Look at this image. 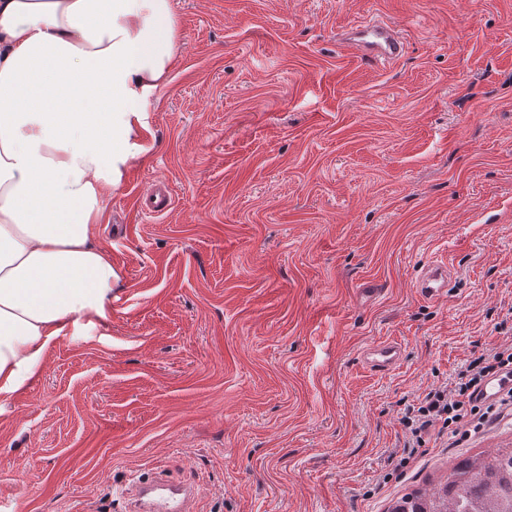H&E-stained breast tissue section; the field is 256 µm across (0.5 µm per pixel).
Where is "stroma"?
Returning a JSON list of instances; mask_svg holds the SVG:
<instances>
[{"label":"stroma","mask_w":512,"mask_h":512,"mask_svg":"<svg viewBox=\"0 0 512 512\" xmlns=\"http://www.w3.org/2000/svg\"><path fill=\"white\" fill-rule=\"evenodd\" d=\"M180 47L94 240L110 320L0 405V512H387L512 418L399 467L400 419L512 345V0H173ZM385 17L396 63L337 30ZM168 186L157 216L139 200ZM447 259L454 284L413 283ZM382 290L361 300L360 282ZM401 343L376 373L360 354ZM452 273L446 261H436L426 266L414 283L417 293L424 299L432 300L445 294ZM140 498L147 497L145 510L152 512H189L188 499L191 493L186 485H172L162 479L136 486Z\"/></svg>","instance_id":"35a3bbf8"}]
</instances>
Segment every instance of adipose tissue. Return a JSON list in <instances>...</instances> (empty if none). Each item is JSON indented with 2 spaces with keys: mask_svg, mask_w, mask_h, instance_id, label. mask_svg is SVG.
<instances>
[{
  "mask_svg": "<svg viewBox=\"0 0 512 512\" xmlns=\"http://www.w3.org/2000/svg\"><path fill=\"white\" fill-rule=\"evenodd\" d=\"M179 42L172 0H0V401L110 319L92 241Z\"/></svg>",
  "mask_w": 512,
  "mask_h": 512,
  "instance_id": "ef3b65f1",
  "label": "adipose tissue"
}]
</instances>
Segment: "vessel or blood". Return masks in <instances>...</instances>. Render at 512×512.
Instances as JSON below:
<instances>
[{
  "mask_svg": "<svg viewBox=\"0 0 512 512\" xmlns=\"http://www.w3.org/2000/svg\"><path fill=\"white\" fill-rule=\"evenodd\" d=\"M342 43L354 61L367 67L396 61L406 50L400 34L382 21L350 26L342 34ZM451 277L447 262L437 261L422 270L414 286L419 296L431 300L446 293ZM402 360L403 349L394 341L379 342L362 353L364 365L376 372L391 371ZM511 389L512 379L494 375L483 381L477 396L482 404H495ZM136 492L145 498L147 512H189L191 489L188 486L172 485L158 479L137 486Z\"/></svg>",
  "mask_w": 512,
  "mask_h": 512,
  "instance_id": "b4317fda",
  "label": "vessel or blood"
}]
</instances>
